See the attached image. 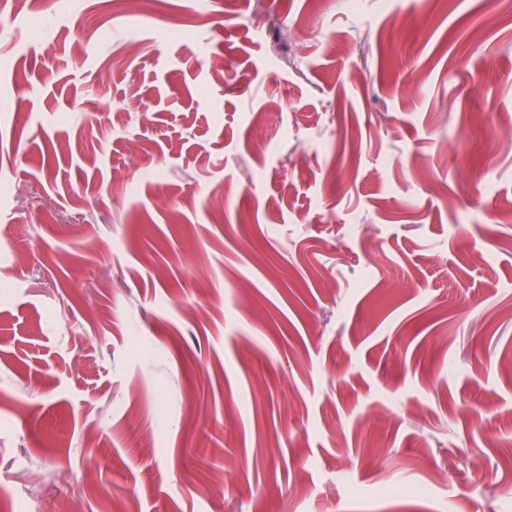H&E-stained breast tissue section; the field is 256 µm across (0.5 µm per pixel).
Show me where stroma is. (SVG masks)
Here are the masks:
<instances>
[{
  "instance_id": "stroma-1",
  "label": "stroma",
  "mask_w": 512,
  "mask_h": 512,
  "mask_svg": "<svg viewBox=\"0 0 512 512\" xmlns=\"http://www.w3.org/2000/svg\"><path fill=\"white\" fill-rule=\"evenodd\" d=\"M512 0H0V512H512Z\"/></svg>"
}]
</instances>
